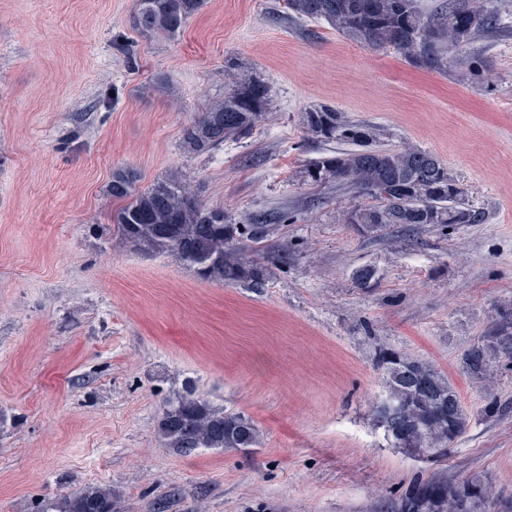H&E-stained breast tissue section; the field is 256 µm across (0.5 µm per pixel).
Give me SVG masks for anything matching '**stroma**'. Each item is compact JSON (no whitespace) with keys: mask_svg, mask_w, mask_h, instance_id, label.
Returning a JSON list of instances; mask_svg holds the SVG:
<instances>
[{"mask_svg":"<svg viewBox=\"0 0 512 512\" xmlns=\"http://www.w3.org/2000/svg\"><path fill=\"white\" fill-rule=\"evenodd\" d=\"M272 2L204 0L169 39L133 29V0H0V512L92 483L122 512H374L433 476L512 504V356L490 386L464 364L512 309V0H495L504 31L445 72ZM230 57L269 81L275 117L188 153L182 127L223 99ZM474 58L492 84L470 78ZM321 104L377 126L382 147L437 154L485 223L382 238L343 223L342 196L301 177L327 150L301 121ZM119 167L144 188L178 172L236 222L287 208L270 242L287 258L247 288L135 250L110 229ZM380 346L458 392L469 426L446 461L386 441ZM188 390L250 416L259 445L162 447L164 402Z\"/></svg>","mask_w":512,"mask_h":512,"instance_id":"1","label":"stroma"}]
</instances>
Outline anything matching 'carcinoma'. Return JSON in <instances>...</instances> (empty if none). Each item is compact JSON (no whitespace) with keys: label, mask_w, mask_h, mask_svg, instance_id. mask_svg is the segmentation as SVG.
I'll use <instances>...</instances> for the list:
<instances>
[{"label":"carcinoma","mask_w":512,"mask_h":512,"mask_svg":"<svg viewBox=\"0 0 512 512\" xmlns=\"http://www.w3.org/2000/svg\"><path fill=\"white\" fill-rule=\"evenodd\" d=\"M203 0H134V27L146 36L175 37L202 7ZM489 0H439L430 9L419 0H284V14L295 22L324 21L346 39L366 48L392 50L408 63L446 71L450 54L482 41L502 28ZM230 87L217 102L186 123L181 144L190 154L212 153L227 140L249 137L270 120L267 82L224 62ZM306 133L322 143L342 145L306 164L304 181L313 187L334 189L347 196L345 221L375 236L416 228L450 224H482L486 214L470 204L466 190L433 152L402 145H376L377 129L357 123L330 105L303 113ZM138 175L129 168L112 172L107 197L114 231L139 250L170 254L198 279L219 284L246 283L261 288L271 265L281 256L267 242L277 226L288 221V211L271 208L248 215L242 224L224 217V208L208 205L180 176L171 174L148 188H137ZM512 352V312L481 337L464 363L475 377H484L492 359ZM386 395L403 400L397 414L385 419L377 410L384 437L395 448L440 460L462 436L468 417L448 378L407 354L378 349ZM457 412L456 428H448V405ZM166 448L191 453L199 448L239 451L259 443L260 430L243 413L227 412L189 392L166 401L158 425ZM436 504L422 505L419 486L392 502L390 512H484L492 492L476 478L448 483ZM119 496L101 485L85 487L45 503L42 512H119Z\"/></svg>","instance_id":"1"}]
</instances>
